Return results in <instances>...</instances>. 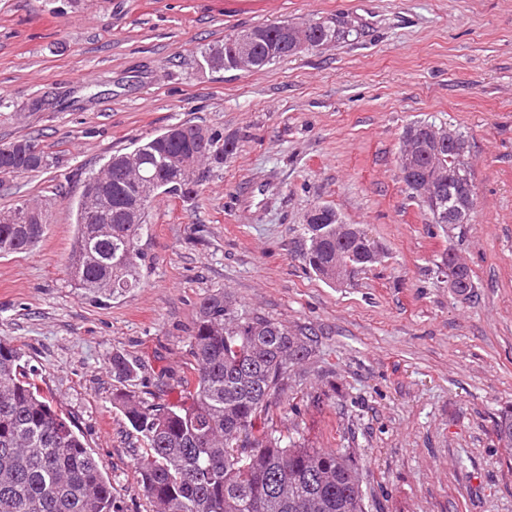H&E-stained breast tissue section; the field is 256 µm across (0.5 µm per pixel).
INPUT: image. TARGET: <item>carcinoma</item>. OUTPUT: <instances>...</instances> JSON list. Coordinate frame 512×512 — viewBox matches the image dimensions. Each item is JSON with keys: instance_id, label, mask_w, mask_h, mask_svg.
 <instances>
[{"instance_id": "1", "label": "carcinoma", "mask_w": 512, "mask_h": 512, "mask_svg": "<svg viewBox=\"0 0 512 512\" xmlns=\"http://www.w3.org/2000/svg\"><path fill=\"white\" fill-rule=\"evenodd\" d=\"M280 25L263 27L255 44L253 68L262 69L292 56ZM353 28L341 17L316 20L304 33L314 49L319 41H345ZM224 44L199 50L200 66L219 72ZM201 125L174 124L111 155L84 183L75 201L76 235L68 262L74 287L96 297L116 298L137 288L150 262L148 210L157 198L190 197L236 153L232 140L210 132L198 144ZM34 140L0 145V178L35 172L49 160L32 153ZM200 153L202 172L184 178L174 159ZM135 156L141 166L130 168ZM402 181L412 198L432 211L418 190L416 173ZM140 201L138 220L127 223L125 209ZM336 211L322 207L317 223L304 228L303 263L320 279L336 283L344 274L379 262L382 250L355 225L335 224ZM43 224H1L0 256L34 248ZM441 263L462 271L454 291L474 292L471 270L455 250ZM313 339L294 332L264 313L237 303L224 292L200 302L191 334L190 375L183 378L179 404L150 401L120 391L113 403L143 446L134 459L152 512H367L354 455L346 448H306L278 433L272 410L284 392L288 369L311 357ZM137 367L112 356V377L127 382ZM502 447L512 450V409L495 422ZM0 512H117L104 463L52 405L35 371L21 353L0 341Z\"/></svg>"}]
</instances>
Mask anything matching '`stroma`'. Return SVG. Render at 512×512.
Instances as JSON below:
<instances>
[{
	"mask_svg": "<svg viewBox=\"0 0 512 512\" xmlns=\"http://www.w3.org/2000/svg\"><path fill=\"white\" fill-rule=\"evenodd\" d=\"M346 17L358 37L260 70L200 67L199 48L286 20ZM461 133L478 189L462 237L432 223L397 167L406 126ZM172 123L238 149L196 195L149 211L139 288L112 299L67 273L84 180ZM31 138L46 168L0 181V211L38 205L46 229L0 256V341L106 466L120 512H151L137 433L113 406L119 353L132 390L175 404L200 301L225 292L306 332L314 356L277 402L308 448H350L368 512H512V0H0V144ZM260 205L243 209L248 184ZM318 205L357 224L380 263L327 285L299 258ZM454 249L476 283L454 294Z\"/></svg>",
	"mask_w": 512,
	"mask_h": 512,
	"instance_id": "35a3bbf8",
	"label": "stroma"
}]
</instances>
